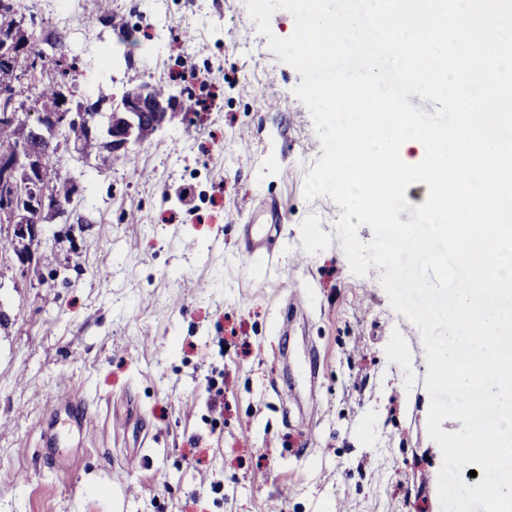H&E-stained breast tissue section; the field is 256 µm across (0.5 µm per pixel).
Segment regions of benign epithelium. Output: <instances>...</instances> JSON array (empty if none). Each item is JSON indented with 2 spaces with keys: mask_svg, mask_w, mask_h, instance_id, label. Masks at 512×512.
<instances>
[{
  "mask_svg": "<svg viewBox=\"0 0 512 512\" xmlns=\"http://www.w3.org/2000/svg\"><path fill=\"white\" fill-rule=\"evenodd\" d=\"M30 39L22 19L0 30V120L16 130L15 142L0 150V224L14 226V252L20 258L25 254L21 244L38 236L44 215L59 214V208L43 192L21 203L31 184L47 182L55 169L43 143L72 124L83 139L97 141L117 156L151 138L182 111L176 96L160 98L152 84L143 82L122 92L104 123L86 112L74 116L64 101H43L21 117L14 110L16 68L28 52Z\"/></svg>",
  "mask_w": 512,
  "mask_h": 512,
  "instance_id": "obj_1",
  "label": "benign epithelium"
}]
</instances>
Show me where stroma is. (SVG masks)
<instances>
[{
  "label": "stroma",
  "mask_w": 512,
  "mask_h": 512,
  "mask_svg": "<svg viewBox=\"0 0 512 512\" xmlns=\"http://www.w3.org/2000/svg\"><path fill=\"white\" fill-rule=\"evenodd\" d=\"M138 3L23 2L72 105L149 81L193 110L106 167L61 144L76 192L26 261L0 226V512H441L422 337L382 268L352 273L341 207L304 197L301 75L246 0ZM256 195L281 233L250 257Z\"/></svg>",
  "instance_id": "obj_1"
}]
</instances>
